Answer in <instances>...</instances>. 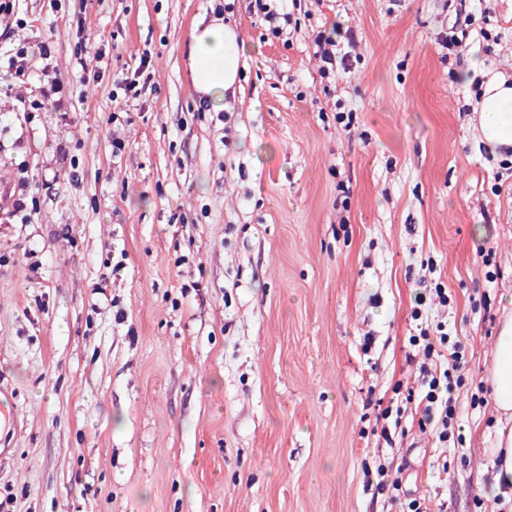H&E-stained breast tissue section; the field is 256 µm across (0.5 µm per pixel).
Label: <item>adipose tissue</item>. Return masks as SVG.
Returning <instances> with one entry per match:
<instances>
[{
    "instance_id": "obj_1",
    "label": "adipose tissue",
    "mask_w": 512,
    "mask_h": 512,
    "mask_svg": "<svg viewBox=\"0 0 512 512\" xmlns=\"http://www.w3.org/2000/svg\"><path fill=\"white\" fill-rule=\"evenodd\" d=\"M189 73L201 105L214 112L232 111L231 97L250 46L236 27L213 19L192 31ZM480 130L490 150L512 146V82L495 75L481 94ZM496 411L495 445L490 450L494 475L486 494L512 502V315L505 316L494 338L490 374Z\"/></svg>"
}]
</instances>
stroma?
Returning <instances> with one entry per match:
<instances>
[{"label": "stroma", "mask_w": 512, "mask_h": 512, "mask_svg": "<svg viewBox=\"0 0 512 512\" xmlns=\"http://www.w3.org/2000/svg\"><path fill=\"white\" fill-rule=\"evenodd\" d=\"M248 5L0 12L1 53L48 42L86 93L28 111L39 82L0 70V512H512L485 497L512 167L464 82L475 59L512 81V0H478L449 49L455 0H277V38ZM216 17L254 46L229 112L204 110L188 73ZM336 23L359 40L325 78L313 35ZM439 324L467 347L444 443L394 392L419 374L409 337ZM381 465L399 491H377Z\"/></svg>", "instance_id": "stroma-1"}]
</instances>
